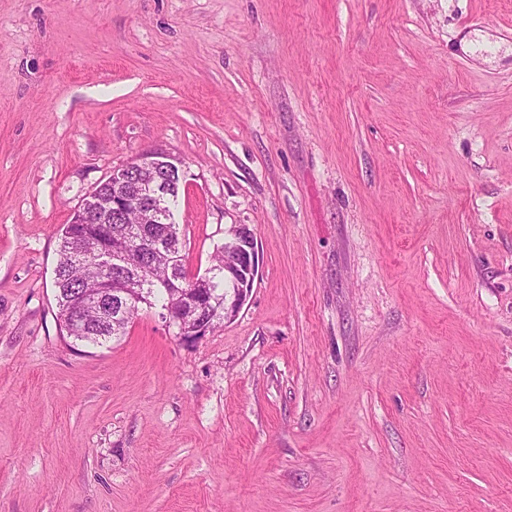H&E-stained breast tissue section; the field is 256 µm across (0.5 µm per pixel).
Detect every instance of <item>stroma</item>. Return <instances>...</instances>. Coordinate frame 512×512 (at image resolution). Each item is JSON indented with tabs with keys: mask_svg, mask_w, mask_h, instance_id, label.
<instances>
[{
	"mask_svg": "<svg viewBox=\"0 0 512 512\" xmlns=\"http://www.w3.org/2000/svg\"><path fill=\"white\" fill-rule=\"evenodd\" d=\"M148 150L252 291L74 343L61 230ZM0 512H512V0H0Z\"/></svg>",
	"mask_w": 512,
	"mask_h": 512,
	"instance_id": "obj_1",
	"label": "stroma"
}]
</instances>
